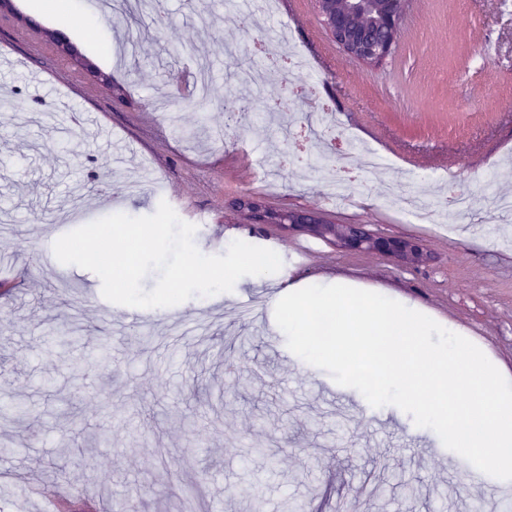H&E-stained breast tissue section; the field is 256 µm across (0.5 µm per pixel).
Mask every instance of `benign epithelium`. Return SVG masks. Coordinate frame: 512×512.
Returning <instances> with one entry per match:
<instances>
[{
    "label": "benign epithelium",
    "instance_id": "1",
    "mask_svg": "<svg viewBox=\"0 0 512 512\" xmlns=\"http://www.w3.org/2000/svg\"><path fill=\"white\" fill-rule=\"evenodd\" d=\"M321 22L338 48L366 66L390 55L404 14L405 0H314ZM59 51L80 67L112 85V77L98 72L64 37L47 33ZM237 208L257 223L268 222L269 208L250 195L237 199ZM286 227L301 228L315 238L327 239L345 251H372L391 255L410 265H423L431 255L419 243L403 238L377 237L364 224H329L312 212L294 211Z\"/></svg>",
    "mask_w": 512,
    "mask_h": 512
}]
</instances>
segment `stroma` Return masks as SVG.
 <instances>
[{
  "label": "stroma",
  "instance_id": "1",
  "mask_svg": "<svg viewBox=\"0 0 512 512\" xmlns=\"http://www.w3.org/2000/svg\"><path fill=\"white\" fill-rule=\"evenodd\" d=\"M0 21V512H512L448 470L439 436L393 405L378 419L337 413L332 390L365 399L293 354L277 326L291 285L350 281L464 331L512 380V238L499 223L457 215L422 224L386 201L389 184L450 173V186L483 202L512 197V0H406L392 53L369 68L327 36L314 0H294L264 26L240 22L241 0H160L133 21L91 12L96 27L13 0ZM287 29L313 62L298 72L255 55V41ZM62 33L113 86H101L49 41ZM202 41L211 63L202 110L182 100L188 64L179 46ZM261 67L249 94L226 75V48ZM305 85L336 119L341 141L382 150L388 169L359 172L351 201L336 199L329 154L304 170L276 123ZM98 182H91L90 173ZM254 195L277 211H313L334 224L420 240L430 262L413 268L380 253L343 251L234 206ZM167 202L194 244L225 254L233 241L278 252L274 274L232 291L151 309L112 303L100 278L60 263L53 244L111 214H153Z\"/></svg>",
  "mask_w": 512,
  "mask_h": 512
}]
</instances>
